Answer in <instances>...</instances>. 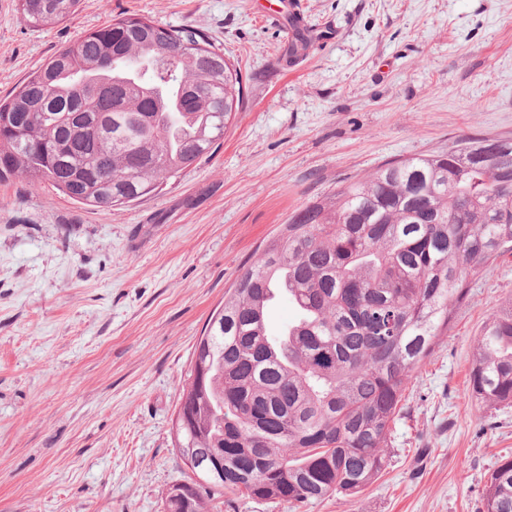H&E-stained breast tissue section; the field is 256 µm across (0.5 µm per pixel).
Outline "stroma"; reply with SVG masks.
<instances>
[{
	"label": "stroma",
	"mask_w": 512,
	"mask_h": 512,
	"mask_svg": "<svg viewBox=\"0 0 512 512\" xmlns=\"http://www.w3.org/2000/svg\"><path fill=\"white\" fill-rule=\"evenodd\" d=\"M297 8L333 35L290 67L282 0H81L41 30L0 0V98L121 13L204 34L245 87L219 149L127 206L0 183V512H164L186 477L172 418L196 342L279 225L386 160L512 138V0ZM511 303L508 254L417 368L387 467L357 497H224L210 512H479L512 456V406H479L469 377L488 317Z\"/></svg>",
	"instance_id": "stroma-1"
}]
</instances>
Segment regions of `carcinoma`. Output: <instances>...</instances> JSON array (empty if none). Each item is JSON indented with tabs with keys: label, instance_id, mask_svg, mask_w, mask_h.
Here are the masks:
<instances>
[{
	"label": "carcinoma",
	"instance_id": "cac0c4a2",
	"mask_svg": "<svg viewBox=\"0 0 512 512\" xmlns=\"http://www.w3.org/2000/svg\"><path fill=\"white\" fill-rule=\"evenodd\" d=\"M79 0H17L33 28ZM118 62L129 68L118 77ZM243 103L240 70L199 32L118 16L62 47L0 100V182L21 174L69 199L136 201L211 156ZM512 254V140L468 137L446 152L382 164L295 211L224 294L188 374L196 447L224 471L169 489L165 512L214 496L305 503L354 497L384 470L412 373L449 328L470 277ZM288 279L299 318L272 349L268 294ZM471 397L512 406V304L477 340ZM483 512H512V460Z\"/></svg>",
	"mask_w": 512,
	"mask_h": 512
}]
</instances>
